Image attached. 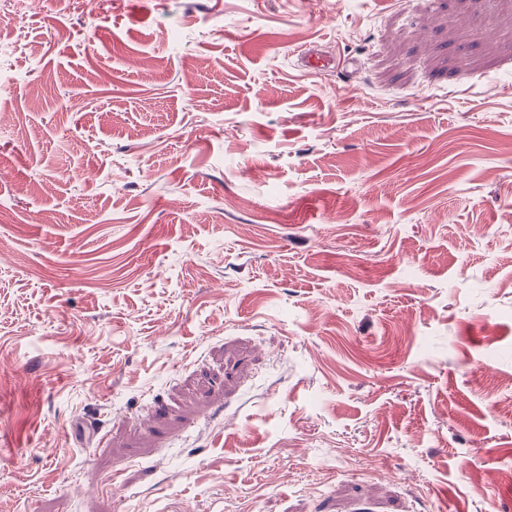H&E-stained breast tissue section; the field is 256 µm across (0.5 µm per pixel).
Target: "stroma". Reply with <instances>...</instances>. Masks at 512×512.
<instances>
[{"instance_id":"1","label":"stroma","mask_w":512,"mask_h":512,"mask_svg":"<svg viewBox=\"0 0 512 512\" xmlns=\"http://www.w3.org/2000/svg\"><path fill=\"white\" fill-rule=\"evenodd\" d=\"M511 143L512 0H0V512H512Z\"/></svg>"}]
</instances>
